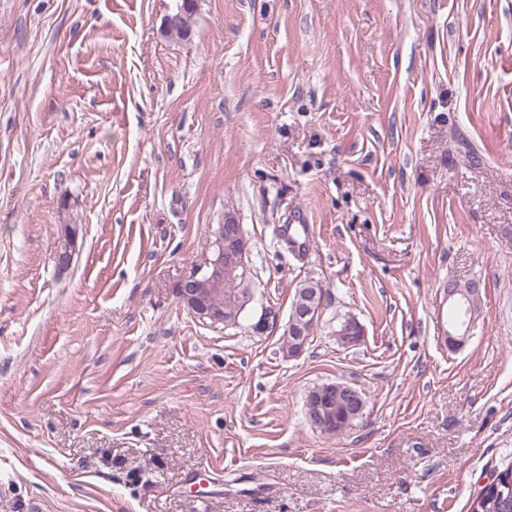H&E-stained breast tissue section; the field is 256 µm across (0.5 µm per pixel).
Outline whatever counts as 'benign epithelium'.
<instances>
[{"label": "benign epithelium", "mask_w": 512, "mask_h": 512, "mask_svg": "<svg viewBox=\"0 0 512 512\" xmlns=\"http://www.w3.org/2000/svg\"><path fill=\"white\" fill-rule=\"evenodd\" d=\"M190 36L186 23L185 8L180 5L169 7L160 25V33L169 37L175 33ZM78 225H61V234L55 260L59 272H67L73 263L78 239ZM252 245L245 235L243 225L236 221L212 224L209 227L208 254L200 263L192 265L175 285L178 302L200 322L210 325H237L242 312L256 304V293L252 289ZM235 281L244 286L241 292L229 299L224 298V285ZM304 304L293 306L281 341L283 352L289 358L300 356L307 345L303 326L316 321L324 305L325 294L316 288L304 292ZM465 300L466 319L448 329L445 341L448 348L455 350L469 337L479 301V289L448 290V303L454 305L459 299ZM345 346L358 345L364 337L363 327L350 319L341 333ZM345 411L358 415L365 410L360 393L346 383H328L311 391L304 404L305 416L315 429H332L337 424L335 412L330 403Z\"/></svg>", "instance_id": "benign-epithelium-1"}]
</instances>
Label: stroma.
Returning a JSON list of instances; mask_svg holds the SVG:
<instances>
[{
  "label": "stroma",
  "instance_id": "1",
  "mask_svg": "<svg viewBox=\"0 0 512 512\" xmlns=\"http://www.w3.org/2000/svg\"><path fill=\"white\" fill-rule=\"evenodd\" d=\"M169 2L0 0V512H468L512 465V0ZM228 214L258 305L212 328L174 286ZM190 6L192 10L196 7L195 0L184 1V6L173 5L169 7L167 14L164 15L160 25V33L169 37L179 32L184 38H188L191 34L188 23H186L185 9ZM78 234V225H61V234L55 254L56 267L60 273L67 272L72 266L76 253ZM306 283L307 282L301 283L295 291V295L293 297L291 306V308L293 307L291 317L288 320L284 328L283 334L281 336V341L283 343V352L289 358L299 357L305 350L308 338H305L304 336L309 337L310 340V337L312 336L316 325H306V323L309 321L310 318L312 323L315 322L319 312L321 311L324 305V290L322 288L321 292L318 291L317 288H321L318 285V283H314V286L316 288H309L304 292L305 300L303 301V305H294L297 299V294L300 291L307 289ZM317 303H319V305L316 307ZM468 290H451L448 289V303L454 305L459 298L465 300L466 319L459 325L452 326L448 329V335L445 336V341L448 348L451 350L458 349L462 346L469 337L472 324L474 322V315L479 301V289L467 288ZM332 402L336 403V408L351 411L355 415L365 410L360 393L353 387L342 382L325 384L324 388L311 391L305 399L304 413L311 421L313 428L333 429L335 427L337 418L335 412L330 410ZM305 422L310 426L306 418Z\"/></svg>",
  "mask_w": 512,
  "mask_h": 512
}]
</instances>
